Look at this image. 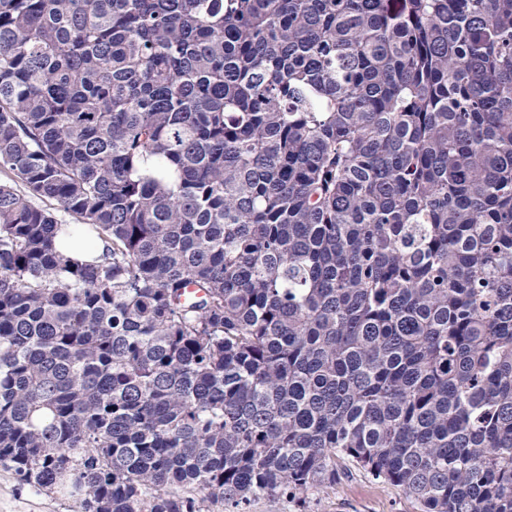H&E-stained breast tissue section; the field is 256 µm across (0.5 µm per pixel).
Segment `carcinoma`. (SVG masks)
Returning <instances> with one entry per match:
<instances>
[{"label":"carcinoma","instance_id":"carcinoma-1","mask_svg":"<svg viewBox=\"0 0 512 512\" xmlns=\"http://www.w3.org/2000/svg\"><path fill=\"white\" fill-rule=\"evenodd\" d=\"M0 171L20 484L512 512V0H0ZM347 465L337 466L336 482L304 495L260 496L245 512H422L399 487Z\"/></svg>","mask_w":512,"mask_h":512}]
</instances>
